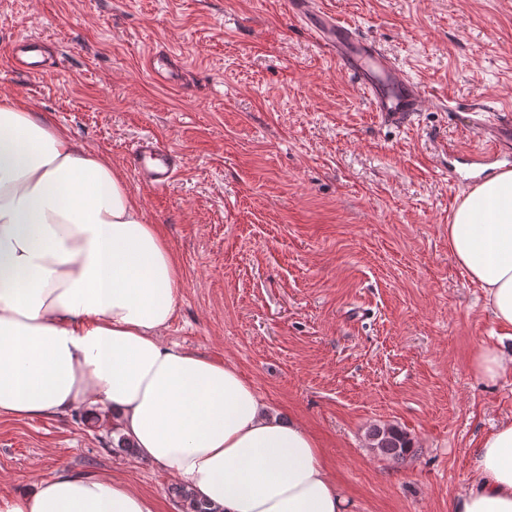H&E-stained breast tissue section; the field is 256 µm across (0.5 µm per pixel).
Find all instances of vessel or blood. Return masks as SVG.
Wrapping results in <instances>:
<instances>
[{
	"instance_id": "b4317fda",
	"label": "vessel or blood",
	"mask_w": 512,
	"mask_h": 512,
	"mask_svg": "<svg viewBox=\"0 0 512 512\" xmlns=\"http://www.w3.org/2000/svg\"><path fill=\"white\" fill-rule=\"evenodd\" d=\"M289 9L328 48L337 66L356 81L373 111L397 124L407 123L415 112L421 111L427 99L425 88L404 75L378 45L362 38L355 24L317 7L314 0H290ZM41 43V38L34 35L15 38L10 48L14 70L30 76L58 70L60 60L39 59ZM147 66L161 83L174 86L180 81L179 70L170 54H154ZM479 130L480 143L471 150L473 164L484 165L512 154V114L490 110L481 120ZM127 161L139 182L157 190L170 185L181 165L176 152L150 135L134 143Z\"/></svg>"
}]
</instances>
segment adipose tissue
<instances>
[{"label":"adipose tissue","instance_id":"ef3b65f1","mask_svg":"<svg viewBox=\"0 0 512 512\" xmlns=\"http://www.w3.org/2000/svg\"><path fill=\"white\" fill-rule=\"evenodd\" d=\"M459 267L502 330L471 360L512 372V169L465 194L448 226ZM177 261L126 179L51 116L0 94V416L112 411L147 459L215 512H346L321 443L282 423L236 368L167 345ZM125 482L66 466L0 512H157ZM450 512H512V421L479 443Z\"/></svg>","mask_w":512,"mask_h":512}]
</instances>
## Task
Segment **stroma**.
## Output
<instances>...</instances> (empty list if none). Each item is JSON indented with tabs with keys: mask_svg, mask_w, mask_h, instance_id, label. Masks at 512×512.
<instances>
[{
	"mask_svg": "<svg viewBox=\"0 0 512 512\" xmlns=\"http://www.w3.org/2000/svg\"><path fill=\"white\" fill-rule=\"evenodd\" d=\"M419 82L410 126L381 122L289 11L288 0H0V93L24 97L127 172L144 134L183 158L144 215L180 266L167 343L224 360L281 420L318 436L348 512H448L481 439L512 420V376L475 378L501 330L448 248L474 187V115L512 106V0H321ZM38 35L65 58L15 72L8 39ZM184 61L176 86L147 57ZM465 176L448 178L449 166ZM414 443L395 459L368 434ZM112 414L0 416V494L59 464L103 473L183 512L159 466L119 448ZM369 436L373 441V448L383 455L403 458L414 453L411 439L398 427H374Z\"/></svg>",
	"mask_w": 512,
	"mask_h": 512,
	"instance_id": "obj_1",
	"label": "stroma"
}]
</instances>
